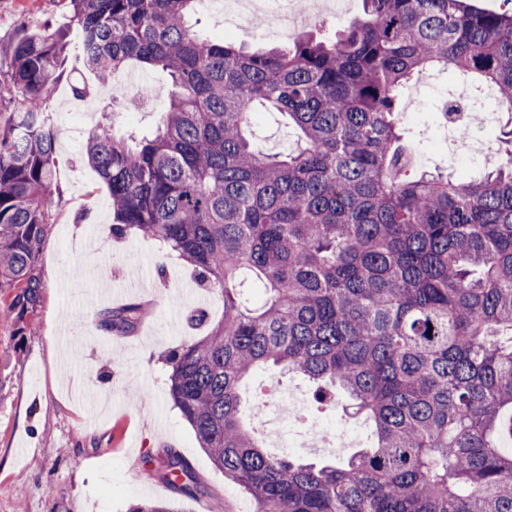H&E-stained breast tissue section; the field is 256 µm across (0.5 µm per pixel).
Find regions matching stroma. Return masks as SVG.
I'll return each instance as SVG.
<instances>
[{
    "label": "stroma",
    "instance_id": "35a3bbf8",
    "mask_svg": "<svg viewBox=\"0 0 512 512\" xmlns=\"http://www.w3.org/2000/svg\"><path fill=\"white\" fill-rule=\"evenodd\" d=\"M324 7L323 22L308 27L322 38L364 12L363 0H326ZM71 28L65 0H0V68L9 65L21 33ZM194 30L249 50L285 47L299 34L295 28L255 34L204 8ZM127 71L154 92V103L142 111L124 114L121 93L97 79L93 94L78 98L62 78L50 99L60 191L46 199L51 226L39 257L44 298L23 320L0 324V512H129L147 499L172 502L181 512H237L251 504L199 448L168 395L160 358L206 335V324L190 323L191 311L215 320L223 303L161 241L136 232L113 238L107 188L83 154L93 125L108 123L113 113L139 136L156 126L171 89L167 76L135 63ZM464 87L461 76L436 68L405 88L402 119L415 171L469 177L498 161V119L473 129L489 144L484 153L465 163L448 152L439 105ZM251 134L267 153L296 142L286 119L263 108ZM130 303L146 308L143 320L126 334L106 332L101 313ZM165 448L189 462L193 495L156 476L157 454Z\"/></svg>",
    "mask_w": 512,
    "mask_h": 512
}]
</instances>
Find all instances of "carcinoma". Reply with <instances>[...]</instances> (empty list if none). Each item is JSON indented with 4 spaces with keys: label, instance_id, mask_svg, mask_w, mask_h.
I'll return each mask as SVG.
<instances>
[{
    "label": "carcinoma",
    "instance_id": "1",
    "mask_svg": "<svg viewBox=\"0 0 512 512\" xmlns=\"http://www.w3.org/2000/svg\"><path fill=\"white\" fill-rule=\"evenodd\" d=\"M99 75L136 62L168 73L161 124L136 139L95 127L85 153L108 189L112 235L153 236L218 293L224 315L164 358L168 392L199 447L254 512H512V9L467 0H364L331 41L247 53L193 33L199 0H68ZM66 36L25 33L0 84L25 105L0 125V321L43 301L38 267L58 167L48 90ZM440 66L495 87L506 160L477 179L407 174L399 127L410 80ZM288 117L299 145L251 146L256 105ZM265 298L250 304L253 284ZM136 303L102 314L133 330ZM259 370L338 386L376 429L343 463L276 458L241 419ZM158 478L191 489L176 451ZM130 512H179L143 501Z\"/></svg>",
    "mask_w": 512,
    "mask_h": 512
}]
</instances>
